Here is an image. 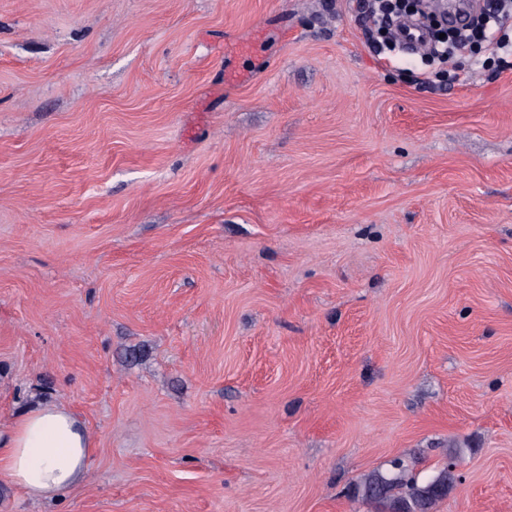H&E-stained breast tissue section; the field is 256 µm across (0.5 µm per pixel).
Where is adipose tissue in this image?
I'll return each mask as SVG.
<instances>
[{
  "label": "adipose tissue",
  "instance_id": "1",
  "mask_svg": "<svg viewBox=\"0 0 512 512\" xmlns=\"http://www.w3.org/2000/svg\"><path fill=\"white\" fill-rule=\"evenodd\" d=\"M91 448L73 411L41 406L15 419L0 439V477L30 499H52L84 480Z\"/></svg>",
  "mask_w": 512,
  "mask_h": 512
}]
</instances>
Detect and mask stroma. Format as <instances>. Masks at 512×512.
Returning <instances> with one entry per match:
<instances>
[{"mask_svg": "<svg viewBox=\"0 0 512 512\" xmlns=\"http://www.w3.org/2000/svg\"><path fill=\"white\" fill-rule=\"evenodd\" d=\"M368 0H0V424L92 439L0 512H512V55ZM393 470L387 474H373L355 494L378 504L380 512H431L437 502L448 496L458 477L450 471L456 466L455 459L448 457V465L424 484H418L415 476L400 461L393 462Z\"/></svg>", "mask_w": 512, "mask_h": 512, "instance_id": "1", "label": "stroma"}]
</instances>
